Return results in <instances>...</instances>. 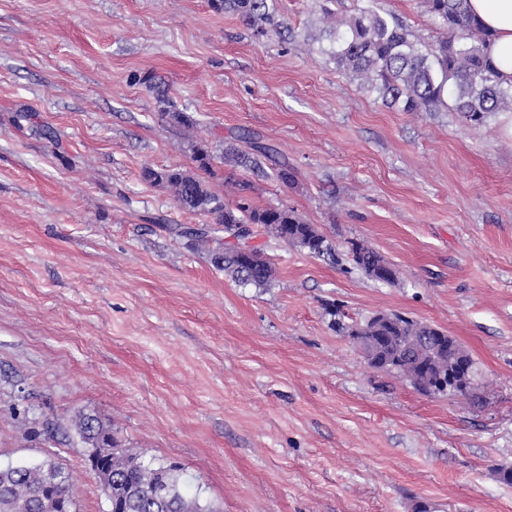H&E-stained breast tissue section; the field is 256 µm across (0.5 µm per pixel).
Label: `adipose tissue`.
Instances as JSON below:
<instances>
[{
    "label": "adipose tissue",
    "instance_id": "obj_1",
    "mask_svg": "<svg viewBox=\"0 0 512 512\" xmlns=\"http://www.w3.org/2000/svg\"><path fill=\"white\" fill-rule=\"evenodd\" d=\"M469 7L492 34L487 55L502 80L512 82V0H469Z\"/></svg>",
    "mask_w": 512,
    "mask_h": 512
}]
</instances>
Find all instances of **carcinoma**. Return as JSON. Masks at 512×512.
Returning <instances> with one entry per match:
<instances>
[{
  "label": "carcinoma",
  "mask_w": 512,
  "mask_h": 512,
  "mask_svg": "<svg viewBox=\"0 0 512 512\" xmlns=\"http://www.w3.org/2000/svg\"><path fill=\"white\" fill-rule=\"evenodd\" d=\"M212 6L238 16L258 39L267 36L268 27H279L268 0H212ZM419 6L439 26L441 36L436 41H424L389 12L364 8L329 28L327 54L339 70L403 112L449 110L481 124L490 113L511 106L512 84H503L486 56L489 34L470 14L468 0H419ZM164 117L179 129L196 126L187 112H166ZM242 139L250 151L235 153L237 163L262 177L270 169L285 185L295 182L293 167L274 145L258 133L249 132ZM142 178L166 185L180 208L211 218L210 225H178L169 231L188 239L194 250L207 253L217 270L242 284L266 287L275 275L262 250L244 240L253 232L242 233L243 224H257L268 237L313 255L332 251L316 225L305 222L295 210L256 206L247 182L238 184L237 199L227 203L196 173L181 167H145ZM349 254L367 277H372L374 268L384 267L396 280L393 265L369 245L353 241ZM345 330L354 338H370L374 368L429 395L470 398L473 360L441 329L394 313L390 318L374 315ZM75 428L84 444L85 461L101 463L98 476L112 489V512H219L202 506L199 496L189 493L179 464H156L123 447L111 425L98 416L80 414ZM54 494L68 498L72 512H77L75 484L62 465L50 460L0 467V512H50L45 502Z\"/></svg>",
  "instance_id": "obj_1"
}]
</instances>
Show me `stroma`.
Returning a JSON list of instances; mask_svg holds the SVG:
<instances>
[{"mask_svg": "<svg viewBox=\"0 0 512 512\" xmlns=\"http://www.w3.org/2000/svg\"><path fill=\"white\" fill-rule=\"evenodd\" d=\"M323 3L269 0L283 26L259 40L211 0H0V465L62 463L78 512H109L81 412L179 463L218 512H512L496 475L512 468V107L479 125L388 107L325 54ZM368 6L436 37L417 0L334 4ZM241 129L294 184L234 163ZM196 143L211 191L252 181L336 257L255 235L276 270L257 288L171 234L206 219L141 172L195 169ZM353 241L396 281L347 260ZM332 304L443 328L474 362L475 404L370 367ZM349 254L352 255V260L355 265L360 268L364 274L372 280V270L376 267L386 268L390 274L391 279L389 282H393L397 278L396 270L388 261H386L377 251L372 247L362 242L353 241L349 248Z\"/></svg>", "mask_w": 512, "mask_h": 512, "instance_id": "35a3bbf8", "label": "stroma"}]
</instances>
